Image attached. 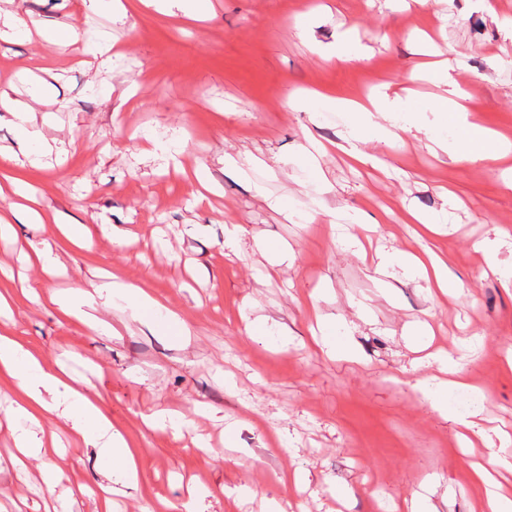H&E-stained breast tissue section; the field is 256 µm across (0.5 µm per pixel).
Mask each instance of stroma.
<instances>
[{
    "instance_id": "stroma-1",
    "label": "stroma",
    "mask_w": 512,
    "mask_h": 512,
    "mask_svg": "<svg viewBox=\"0 0 512 512\" xmlns=\"http://www.w3.org/2000/svg\"><path fill=\"white\" fill-rule=\"evenodd\" d=\"M122 2L119 20L83 12L87 32L123 49L89 69L81 46L62 52L14 33V4L0 0V92L28 108L35 133L20 141L15 117L0 111V151L39 155L16 168L21 190L0 185L11 224L0 236L10 303L0 326L86 376L85 393L138 451V483L124 487L98 448L73 442L64 415L43 429L54 450L12 463L15 425L0 414V512H96L101 484L117 512H154L159 499L182 502L191 481L204 493L200 512H266L271 500L284 512H370L377 502L411 512L422 496L433 512H478L484 487L471 466H493L500 431L512 433V285L488 270L512 267V188L460 158L454 124L432 110L443 83L411 74L427 50L441 52L472 93L469 121L512 144V0H199L194 19ZM346 38L362 54L340 61ZM406 88L422 107L417 126L367 140L370 162L351 163L338 144L354 117L325 100ZM196 168L211 188L202 198L186 176ZM27 195L47 223L13 216ZM411 210L442 215L440 233L410 223ZM339 213L358 217L363 253L333 235ZM61 224L87 225L91 247L73 248ZM233 224L243 231L236 251L224 246ZM257 238L288 249L289 263L270 265ZM46 245L64 277L27 266ZM393 247L435 252L451 290L413 271L378 274ZM102 270L154 294L190 336L94 294L91 334L47 301ZM257 320L264 335L246 330ZM323 321L349 356L323 351ZM447 350L477 387L448 395L477 415L482 433L469 442L415 388L440 375L433 356ZM157 414L178 423L146 427ZM53 470L62 478L47 500ZM294 472L305 483L283 484Z\"/></svg>"
}]
</instances>
